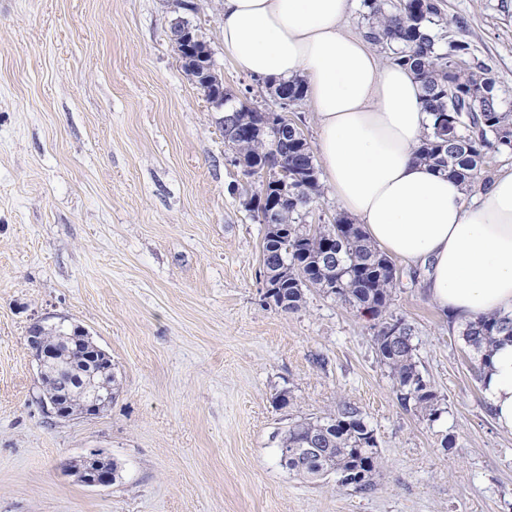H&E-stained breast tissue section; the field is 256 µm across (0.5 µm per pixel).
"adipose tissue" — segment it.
Listing matches in <instances>:
<instances>
[{"label":"adipose tissue","instance_id":"1","mask_svg":"<svg viewBox=\"0 0 512 512\" xmlns=\"http://www.w3.org/2000/svg\"><path fill=\"white\" fill-rule=\"evenodd\" d=\"M351 0H219L224 48L244 72L306 80L317 144L341 209L389 255L423 268L430 299L467 321L512 313V168L467 199L416 157L430 116L413 74L344 32ZM497 427L512 434V343L483 370Z\"/></svg>","mask_w":512,"mask_h":512}]
</instances>
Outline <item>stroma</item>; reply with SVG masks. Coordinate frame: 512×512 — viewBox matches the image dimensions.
<instances>
[{
  "instance_id": "obj_1",
  "label": "stroma",
  "mask_w": 512,
  "mask_h": 512,
  "mask_svg": "<svg viewBox=\"0 0 512 512\" xmlns=\"http://www.w3.org/2000/svg\"><path fill=\"white\" fill-rule=\"evenodd\" d=\"M191 2L225 89L277 111L225 52L218 0ZM442 4L512 103V0ZM170 7L0 0V512H512V434L422 270L396 262L387 312L413 327L433 418L402 405L375 319L316 289L296 312L267 303L265 227L169 39ZM40 319L110 356L99 414L43 405L26 342ZM343 402L377 440L366 491L280 462L289 424ZM92 453L116 464L110 486L73 473Z\"/></svg>"
}]
</instances>
